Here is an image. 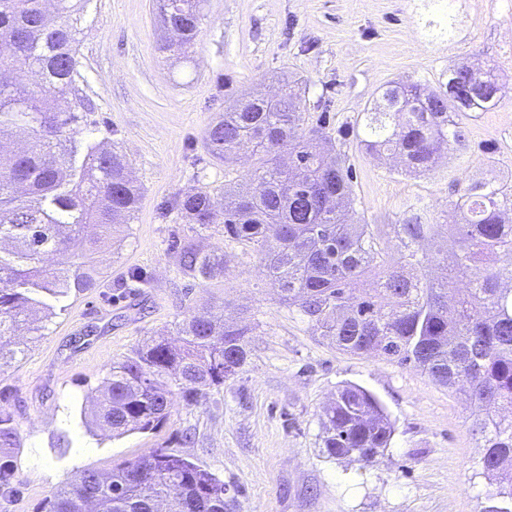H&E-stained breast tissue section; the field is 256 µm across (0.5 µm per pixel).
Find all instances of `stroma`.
Wrapping results in <instances>:
<instances>
[{
    "instance_id": "stroma-1",
    "label": "stroma",
    "mask_w": 512,
    "mask_h": 512,
    "mask_svg": "<svg viewBox=\"0 0 512 512\" xmlns=\"http://www.w3.org/2000/svg\"><path fill=\"white\" fill-rule=\"evenodd\" d=\"M189 58L167 38L153 0H93L79 69L87 116L124 154L141 189L124 238L100 263L97 288L54 308L37 341L0 369V395L19 429L0 448L11 474L0 512H43L76 472L112 469L165 448L224 481L225 512H483L482 450L470 407L412 365L342 352L281 302L259 250L211 228L203 244L223 253L224 277H184L173 243L186 231L178 199L225 180L245 182L249 156L232 167L213 158L204 132L244 94L302 83L309 123H324L352 178L362 224L451 222L475 179L512 180V0H205ZM494 70L496 106L467 113L466 141L424 175L376 156L353 131L389 83L441 90L448 68ZM148 281L132 292V271ZM204 305L244 321L248 357L239 373L189 405L173 395L161 428L112 436L91 423V390L112 363L149 338L179 343L177 323ZM373 393L394 432L379 461L363 466L321 451L323 409L338 388Z\"/></svg>"
}]
</instances>
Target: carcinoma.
<instances>
[{"label":"carcinoma","mask_w":512,"mask_h":512,"mask_svg":"<svg viewBox=\"0 0 512 512\" xmlns=\"http://www.w3.org/2000/svg\"><path fill=\"white\" fill-rule=\"evenodd\" d=\"M204 0H155L173 39L163 49L184 57L193 48ZM91 0H0V73L23 71L32 83L0 78V369L24 353L10 336L24 325L45 330L39 313L71 292L97 287V255L112 248L131 223L140 189L126 157L108 150L78 125L92 111L79 95L78 46ZM489 71L448 66L443 91L392 83L368 113L360 142L398 155L404 170H432L444 150L461 147L460 113L497 103ZM324 126L305 125L296 85L274 101L242 98L205 131L210 154L229 165L244 151L254 160L246 184L226 183L221 206L200 189L178 209L201 237L214 224L245 247L273 238L269 280L283 302L298 308L320 335L357 355L411 363L438 385L461 391L472 430L485 448L484 512H512V182L472 181L454 203L457 224H423L416 216L391 225L395 252L381 246L370 224L353 223L349 169L317 149ZM98 233H85L87 226ZM453 238L442 278L428 276L431 260L419 244ZM57 257L48 267L44 259ZM181 272L208 281L224 275V255L189 242L178 252ZM464 281L460 291L455 284ZM182 345L154 337L112 365L95 390L92 420L120 436L164 424L171 398L197 404L207 390L245 365L248 328L228 324L224 311L205 308L178 324ZM323 453L365 466L385 451L392 424L379 400L359 386L336 392L323 418ZM13 415L0 408V447L17 442ZM224 481L198 464L163 450L110 472L82 470L58 489L46 512H224Z\"/></svg>","instance_id":"carcinoma-1"}]
</instances>
